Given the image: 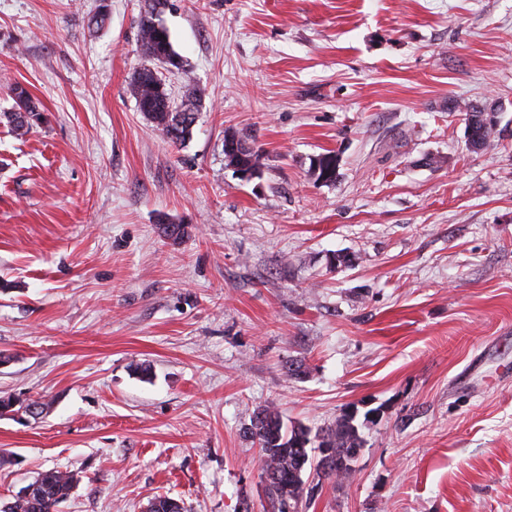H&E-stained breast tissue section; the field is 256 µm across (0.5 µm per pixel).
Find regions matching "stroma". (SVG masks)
Masks as SVG:
<instances>
[{
  "mask_svg": "<svg viewBox=\"0 0 512 512\" xmlns=\"http://www.w3.org/2000/svg\"><path fill=\"white\" fill-rule=\"evenodd\" d=\"M96 6L0 0V113L19 85L46 116L0 124V393L48 404L0 416V502L61 468L59 512H270L271 406L379 413L299 512H512V0H167L187 71L161 77L201 97L176 146L128 91L140 0ZM466 102L498 108L486 150Z\"/></svg>",
  "mask_w": 512,
  "mask_h": 512,
  "instance_id": "obj_1",
  "label": "stroma"
}]
</instances>
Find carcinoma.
Listing matches in <instances>:
<instances>
[{
    "label": "carcinoma",
    "mask_w": 512,
    "mask_h": 512,
    "mask_svg": "<svg viewBox=\"0 0 512 512\" xmlns=\"http://www.w3.org/2000/svg\"><path fill=\"white\" fill-rule=\"evenodd\" d=\"M167 0H144L139 19V41L142 57L147 62H158L169 72H186V61L177 53L170 33L159 19ZM131 91L138 108L161 136L174 145L190 138L199 112V94L195 88L186 90L181 103L176 105L168 96L162 78L155 69L143 66L131 80ZM14 109L0 116L17 137L31 132L43 121V113L31 94L23 87L11 88ZM236 164L244 169L263 168V153L253 147L239 153ZM160 229L165 237L180 241L187 234V226L166 219ZM361 425L356 423V411L346 410L336 421L316 432L303 424L285 425L279 412L264 407L254 413L250 435L258 443L262 461V479L265 491L275 512H289L305 493L303 476L311 464V453L330 448L334 452V466L320 473L326 479H346L353 472V464L364 447ZM78 483L76 475L68 470L52 468L24 487L26 494H17L13 501L0 507V512H56L59 503L66 500ZM149 512H186L178 500L169 496L154 498Z\"/></svg>",
    "instance_id": "1"
}]
</instances>
